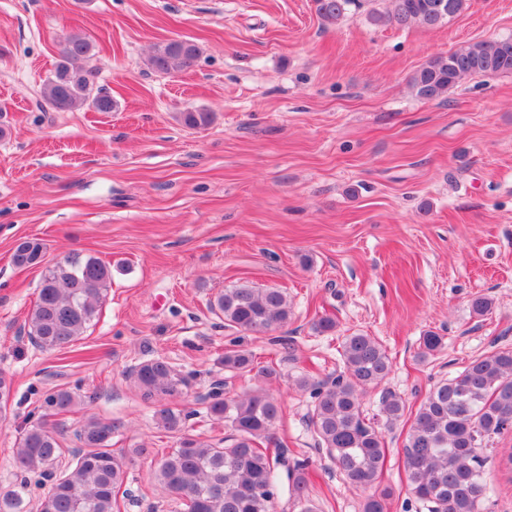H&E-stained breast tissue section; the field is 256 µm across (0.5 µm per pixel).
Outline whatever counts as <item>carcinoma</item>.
<instances>
[{
	"label": "carcinoma",
	"instance_id": "1",
	"mask_svg": "<svg viewBox=\"0 0 512 512\" xmlns=\"http://www.w3.org/2000/svg\"><path fill=\"white\" fill-rule=\"evenodd\" d=\"M320 20L334 26L361 0H313ZM388 7L367 12L369 23L398 28H435L464 12L468 0H386ZM95 45L85 35L71 34L61 45L55 68L43 84L42 96L54 110L93 109L110 112L112 97L95 84L91 61ZM201 56L194 43L172 39L158 46L147 65L171 74L193 69ZM512 74V37L475 41L431 58L410 78L415 95L443 99L448 90L472 75ZM191 127L211 120L205 111L180 114ZM46 247L24 239L13 261L22 267L43 264ZM45 265V264H43ZM109 267L99 258L72 253L45 265L37 299L28 312L29 335L46 351L68 348L98 317L111 286ZM238 333H264L288 323V296L272 288L257 291L248 285L226 288L209 304ZM442 336H422V358L439 352ZM344 374L331 382L298 381L311 389L307 428L316 445L336 465L352 488L367 493L362 512H386L391 491L378 487L386 462L385 431L405 414L400 396L388 392L381 402L385 427L364 415L361 397L381 384L391 371L385 348L362 333L345 337ZM271 380L280 376L272 364L258 365L247 350L231 344L224 349V372H251ZM131 379L142 399L155 405L158 427L178 435L176 446L163 453L153 470L154 486L176 502L180 512H275L278 487L287 477L289 491L301 512H319L306 495V463L288 460L284 452L270 453L268 445L280 420V403L259 388L230 395L214 391L206 414L231 430L224 445L185 432L196 409H174L168 401L183 394L186 376L162 358L141 363ZM80 398L71 388L55 386L43 393L46 416L68 411ZM112 420L92 416L75 431L81 448L73 463L60 469L59 431L47 422L29 426L16 439L13 460L24 473L47 479V489L32 498L27 482L0 486V512H117L116 489L130 458L112 448ZM512 430V347L498 348L473 359L458 375L437 383L419 404L403 448L411 493L431 505L430 512H480L489 499L484 448Z\"/></svg>",
	"mask_w": 512,
	"mask_h": 512
}]
</instances>
